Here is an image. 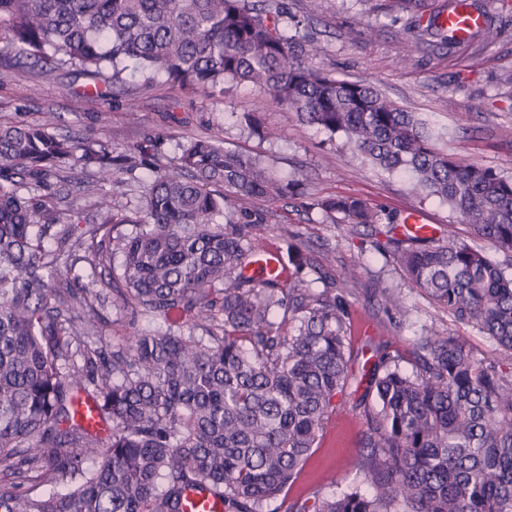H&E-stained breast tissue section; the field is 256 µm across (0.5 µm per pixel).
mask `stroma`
Listing matches in <instances>:
<instances>
[{
	"label": "stroma",
	"mask_w": 512,
	"mask_h": 512,
	"mask_svg": "<svg viewBox=\"0 0 512 512\" xmlns=\"http://www.w3.org/2000/svg\"><path fill=\"white\" fill-rule=\"evenodd\" d=\"M285 2L319 47L312 59L316 67L339 78L373 84L404 109L417 113L437 134L439 148L512 177V0H475L479 6L493 5L496 41L486 43L474 37L436 47L419 44L407 20L396 21L374 11L371 0ZM125 78L123 90L92 108L84 101L88 81L83 75L67 72L47 81L32 71L7 66L0 57V124H38L49 115L55 133L100 143L116 153L148 137L162 138V152L149 160L147 168L116 174L107 186L114 198L132 210L152 172L178 170V145L187 138L217 136L227 148L264 155L278 174L300 181L304 196L263 202L271 219L256 227L252 237L261 246L278 249L287 262L293 251L300 250L336 276L358 268L360 280L352 285L349 298L350 311L362 326L355 336V350H362L367 337L383 334L394 337L396 348L405 351L415 334L432 330L465 338L478 357L498 359L492 341L454 322L388 254L373 248L370 228L326 223L311 206L317 198L353 195L385 211H418L427 223L452 227L460 240L471 241L468 224L447 204L413 194L406 175L373 168L350 149L342 135L332 136L303 123L296 112L278 106L251 86L228 83L223 95L208 98L172 89L161 79L143 88L138 72H126ZM245 112L274 129L275 139L251 135L240 122ZM64 176V181L51 186L52 203L87 217L94 198L86 187L97 178L94 169L72 161ZM384 288L403 292L409 315L401 330H394L387 314L368 301L369 291ZM99 313V334L111 345L166 328L162 319L122 313L110 302ZM359 396L355 387H348L344 404L333 412L318 448L290 487L289 499L304 500L315 492L328 497L355 480L353 462L362 428L355 407Z\"/></svg>",
	"instance_id": "stroma-1"
}]
</instances>
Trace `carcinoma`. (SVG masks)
Returning <instances> with one entry per match:
<instances>
[{
  "mask_svg": "<svg viewBox=\"0 0 512 512\" xmlns=\"http://www.w3.org/2000/svg\"><path fill=\"white\" fill-rule=\"evenodd\" d=\"M302 28L268 0H0V56L48 80L82 73L90 106L125 83L130 62L145 87L158 76L210 94L246 83L343 134L372 166L410 173L413 192L447 203L505 262L450 230L417 237L399 212L357 197L310 207L332 224L384 225L375 247L501 359L478 358L461 336H420L406 352L380 336L354 371L355 271L317 294L300 255L283 278L245 275L262 252L252 229L268 222L247 204L296 194L259 155L187 139L181 170L147 183L134 219L103 184L142 168L160 141L114 158L47 123L0 127V512H185L195 490L223 512H266L354 381L365 385L357 480L286 512H512V179L437 148L374 85L315 68ZM426 36L454 39L437 16ZM77 155L99 174L84 228L40 194ZM62 252L90 266L78 293ZM110 297L169 328L108 349L97 307ZM378 305L408 315L399 289ZM83 395L108 440L76 421Z\"/></svg>",
  "mask_w": 512,
  "mask_h": 512,
  "instance_id": "cac0c4a2",
  "label": "carcinoma"
}]
</instances>
